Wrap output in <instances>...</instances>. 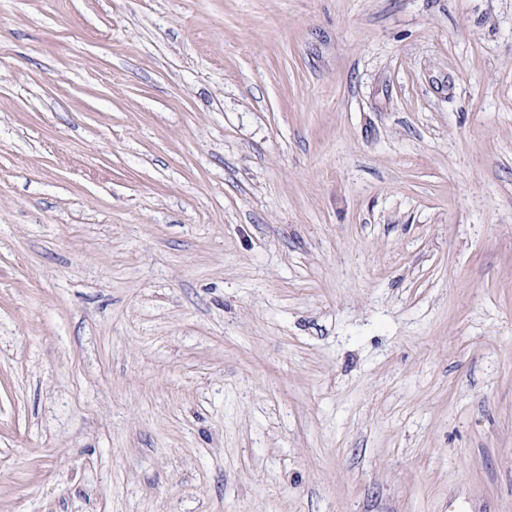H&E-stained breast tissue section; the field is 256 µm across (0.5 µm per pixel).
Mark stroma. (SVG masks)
<instances>
[{
	"mask_svg": "<svg viewBox=\"0 0 512 512\" xmlns=\"http://www.w3.org/2000/svg\"><path fill=\"white\" fill-rule=\"evenodd\" d=\"M0 512H512V0H0Z\"/></svg>",
	"mask_w": 512,
	"mask_h": 512,
	"instance_id": "stroma-1",
	"label": "stroma"
}]
</instances>
